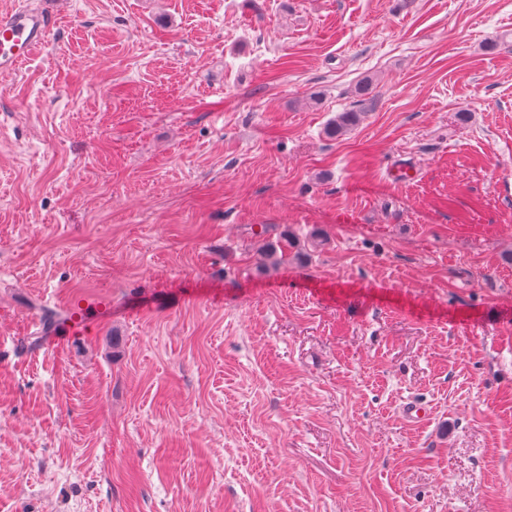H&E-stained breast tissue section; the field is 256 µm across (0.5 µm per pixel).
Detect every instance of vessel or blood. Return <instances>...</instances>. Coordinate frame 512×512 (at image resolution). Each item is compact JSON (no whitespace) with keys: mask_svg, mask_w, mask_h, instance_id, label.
I'll return each mask as SVG.
<instances>
[{"mask_svg":"<svg viewBox=\"0 0 512 512\" xmlns=\"http://www.w3.org/2000/svg\"><path fill=\"white\" fill-rule=\"evenodd\" d=\"M49 14L45 9L23 8L0 19V72H14L25 63L48 36ZM57 314L46 329L45 343L58 345L77 336L95 322L112 314L105 296L70 293L55 304Z\"/></svg>","mask_w":512,"mask_h":512,"instance_id":"obj_1","label":"vessel or blood"}]
</instances>
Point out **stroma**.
<instances>
[{"label": "stroma", "instance_id": "1", "mask_svg": "<svg viewBox=\"0 0 512 512\" xmlns=\"http://www.w3.org/2000/svg\"><path fill=\"white\" fill-rule=\"evenodd\" d=\"M50 13L0 74V512H512V0ZM72 292L111 318L40 346ZM362 119V112L349 110L340 112L336 118L331 121L327 128V134L331 138H336L348 132L357 126Z\"/></svg>", "mask_w": 512, "mask_h": 512}]
</instances>
